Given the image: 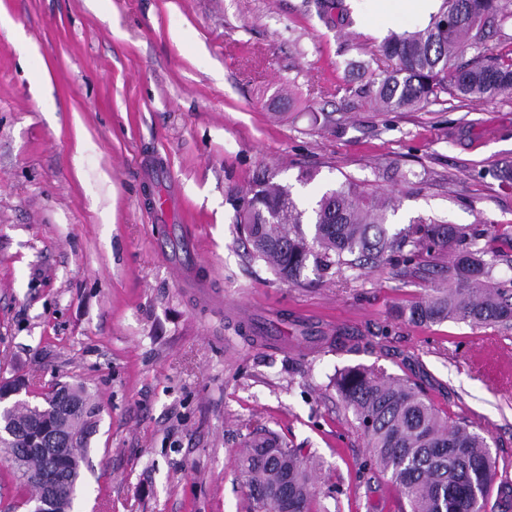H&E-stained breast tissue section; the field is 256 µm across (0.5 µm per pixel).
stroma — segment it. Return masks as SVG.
<instances>
[{"mask_svg": "<svg viewBox=\"0 0 512 512\" xmlns=\"http://www.w3.org/2000/svg\"><path fill=\"white\" fill-rule=\"evenodd\" d=\"M0 0V381L96 402L75 512H249L254 428L320 461L315 512H403L333 386L415 382L512 483V325H418L446 276L387 266L302 286L250 260L232 199L262 171L309 199L352 180L416 217L483 230L512 279V96L412 112L352 96L356 62L416 15L343 0ZM316 181L296 185L299 168ZM360 349L303 353L302 330ZM267 332L268 345L252 343Z\"/></svg>", "mask_w": 512, "mask_h": 512, "instance_id": "35a3bbf8", "label": "stroma"}]
</instances>
